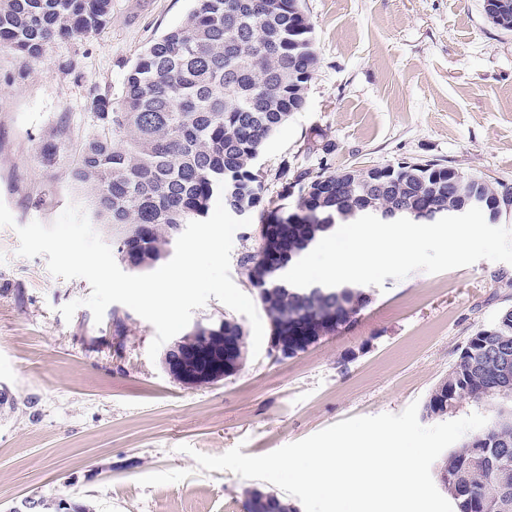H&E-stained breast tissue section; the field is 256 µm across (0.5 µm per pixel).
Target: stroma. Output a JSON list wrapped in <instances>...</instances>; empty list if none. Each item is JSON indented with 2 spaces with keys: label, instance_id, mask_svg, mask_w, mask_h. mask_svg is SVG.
Returning a JSON list of instances; mask_svg holds the SVG:
<instances>
[{
  "label": "stroma",
  "instance_id": "35a3bbf8",
  "mask_svg": "<svg viewBox=\"0 0 512 512\" xmlns=\"http://www.w3.org/2000/svg\"><path fill=\"white\" fill-rule=\"evenodd\" d=\"M192 5L112 0L101 31L27 61L0 50V201L16 226L88 207L72 171L95 98L118 97L139 54ZM300 7L318 65L304 109L257 159L265 209L296 205L288 167L434 160L512 187V31L484 0ZM314 140L329 153L310 151ZM15 228H0V512H244L247 491L270 483L200 469L194 452L259 456L345 419L422 407L467 338L512 307L505 262L389 277L348 331L284 360L261 349L235 375L191 388L149 359L155 329L129 307L109 305L98 323L83 306L64 320L88 282L18 256ZM258 246L257 224L235 231L230 275L250 297L242 259Z\"/></svg>",
  "mask_w": 512,
  "mask_h": 512
}]
</instances>
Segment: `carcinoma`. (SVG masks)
<instances>
[{"instance_id":"cac0c4a2","label":"carcinoma","mask_w":512,"mask_h":512,"mask_svg":"<svg viewBox=\"0 0 512 512\" xmlns=\"http://www.w3.org/2000/svg\"><path fill=\"white\" fill-rule=\"evenodd\" d=\"M112 0H0V48L26 60L76 33L97 32ZM512 30V10L485 0ZM299 0H195L178 26L150 43L127 72L121 95L94 101L97 131L82 143L76 179L96 218L116 229L113 245L133 272L169 255L181 227L224 198L237 215L257 212L263 185L255 161L268 137L305 106L318 57ZM377 185L366 170L328 167L296 172L298 201L260 213L288 240V258L265 266L259 249L244 257L248 280L272 331L300 317L319 340L350 329L370 303L362 288H293L282 280L289 264L339 220L374 215L434 223L463 214L473 195L500 189L476 173L461 175L448 195V167L433 161L383 167ZM225 184L219 190V184ZM329 314L339 319L331 325ZM512 401V309L470 336L458 360L425 405L428 416L454 412L464 402ZM438 483L455 512H512V408L499 410L483 430L464 436L438 466ZM265 500L274 512H295L273 492H247L246 512Z\"/></svg>"}]
</instances>
